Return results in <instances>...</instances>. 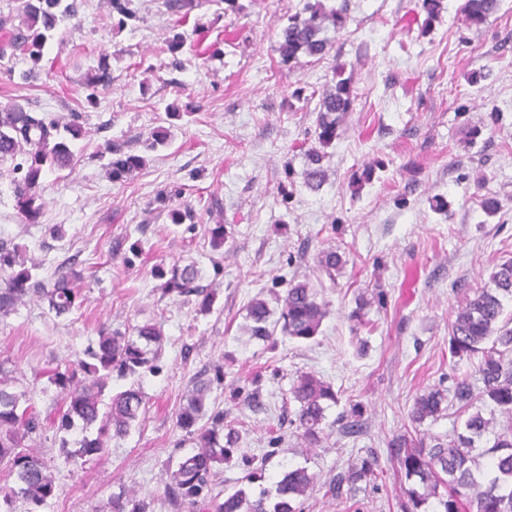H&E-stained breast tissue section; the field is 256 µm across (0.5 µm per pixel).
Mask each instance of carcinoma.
<instances>
[{"label":"carcinoma","mask_w":512,"mask_h":512,"mask_svg":"<svg viewBox=\"0 0 512 512\" xmlns=\"http://www.w3.org/2000/svg\"><path fill=\"white\" fill-rule=\"evenodd\" d=\"M197 0H163L165 10L185 18ZM499 7V0H464L462 13L468 27L479 28ZM77 0H20L22 25L8 27L10 16L0 15V29L7 30L8 40L0 47L18 52L32 62L22 78L39 77L36 65L42 60L46 46L54 39L60 23L78 12ZM331 18L333 27H344L346 17L336 8L323 11V4H305L288 16L279 52L287 63L299 53L324 58L331 49L330 40L322 35L319 19ZM334 88L324 92L315 120L314 138L319 147L305 153L304 183L310 189L320 188L326 180L322 161L323 149L336 140L337 130L347 112L352 110L351 78L345 66L333 70ZM85 88L89 102L98 93L112 88V71L107 59H99L96 69L87 73ZM83 127L74 113L67 121L40 114L12 103L0 108V161L13 163V195L18 213L28 224H37L45 201L39 192L44 175L51 171L71 170L77 164L73 142L81 139ZM115 158L110 163L112 181L121 182L143 166L142 156L122 152L112 145ZM345 260L334 250L317 255V265L330 281ZM39 264L27 258L22 246L0 240V318L13 313L27 298L48 304L56 316L70 313L82 303L76 286L80 274L70 269L60 272L51 282L38 278ZM160 280L161 294L184 303L194 302L198 311L207 313L214 292L200 283L194 264L174 263L154 270ZM492 287L473 291L465 298L450 324L448 350L452 357L479 356L477 373L482 386L474 390L471 379H453L451 392L463 417L461 431L446 443L427 446L423 438L411 433L398 436L390 447L401 476L402 512H512V430H494L493 419L483 409L493 407L512 412V318L502 320L504 303L512 301V260L499 265L490 276ZM278 319L262 299H254L247 307L250 337L269 341L276 332L295 340H311L318 335L326 316L317 291L307 282L288 284L281 298ZM164 336L155 323L136 325L128 332L103 331L83 356L64 366L57 364L38 372L46 379L43 392L50 395L45 410L37 408L24 391L14 387V379L0 363V462L9 465L16 486L0 493V512H15L20 501L25 512H42L55 496V478L50 467L37 455L24 448V440L50 426L60 433L59 447L63 462L94 458L105 451V437L126 436L145 409V394L131 384L112 395L107 410H102V397L112 377H140L160 371L159 361ZM222 366L214 369V378H197L176 414V426L184 440L195 445V451L182 457L168 470L165 484L168 503L176 512H301L298 501L314 488V475L304 467L283 472L274 490L261 489L250 497L238 489L219 499L213 494L216 468L231 465L237 437L224 432V412H207L206 399L214 382L221 380ZM292 399L299 404L298 427L310 445L319 442L326 411L339 401L333 387L312 374H301L290 387ZM445 390L431 388L416 397L410 421L421 425L436 419L445 410ZM488 460V471L482 472L479 459ZM378 477L377 459H360L325 485V494L340 497L354 494L360 484L367 485ZM109 512H150V503L134 495H112Z\"/></svg>","instance_id":"obj_1"}]
</instances>
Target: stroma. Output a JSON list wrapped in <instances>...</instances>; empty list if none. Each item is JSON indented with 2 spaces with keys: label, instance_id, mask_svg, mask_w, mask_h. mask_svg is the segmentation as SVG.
<instances>
[{
  "label": "stroma",
  "instance_id": "stroma-1",
  "mask_svg": "<svg viewBox=\"0 0 512 512\" xmlns=\"http://www.w3.org/2000/svg\"><path fill=\"white\" fill-rule=\"evenodd\" d=\"M162 2L133 0L137 17L122 26L110 0H82L36 81L22 78L29 59L0 58V108L78 112L85 131L74 171L44 179L39 223L18 214L11 164L0 163V238L26 246L44 279L72 263L83 299L62 317L29 299L0 319V362L44 407L49 398L35 372L75 360L100 329L151 321L165 338L160 372L141 379L145 412L104 454L66 465L54 431L30 441L54 471L46 512H102L122 488L153 512H172L165 471L191 450L175 413L193 378L213 376L218 364L224 380L213 384L208 408L223 411L225 428L240 439L237 464L221 470L216 491L242 488L254 497L258 484L242 481L249 470L264 467L271 478L298 466L315 477L302 512H401L388 443L413 426L410 410L423 391L475 375L476 359L449 354L448 330L472 289L512 258V0H500L477 29L461 22L464 0H442L429 31L422 0H323L348 7L345 27L326 32L331 58L302 54L288 63L278 52L282 30L305 0H236L233 10L209 0L182 22ZM179 31L186 43L174 54L169 42ZM103 56L114 81L93 105L82 81ZM337 61L355 100L327 150L328 180L312 191L303 154ZM298 87L304 98L294 97ZM170 107L179 120L168 121ZM159 126L169 129L167 144L147 149ZM108 140L145 159L126 181L108 174ZM367 167L371 179L355 182ZM176 186L201 216L194 227L171 223L158 200ZM436 196L447 201L445 212L432 209ZM486 197L498 199L496 214L482 210ZM214 200L218 210L208 211ZM217 223L230 233L218 250L207 232ZM57 224L65 230L59 240L50 234ZM136 240L142 251L132 258L127 248ZM328 249L346 259L332 283L316 266ZM174 263L195 264L215 290L209 314L158 291L153 268ZM280 277L319 284L327 315L316 340L250 339L246 307L283 295ZM361 297L371 304L358 321L352 312ZM303 373L339 396L310 448L293 424L298 405L287 398ZM254 391L257 403L247 404ZM356 403L362 414L350 432L338 416ZM370 452L381 469L376 482L348 500L326 495L325 482Z\"/></svg>",
  "mask_w": 512,
  "mask_h": 512
}]
</instances>
